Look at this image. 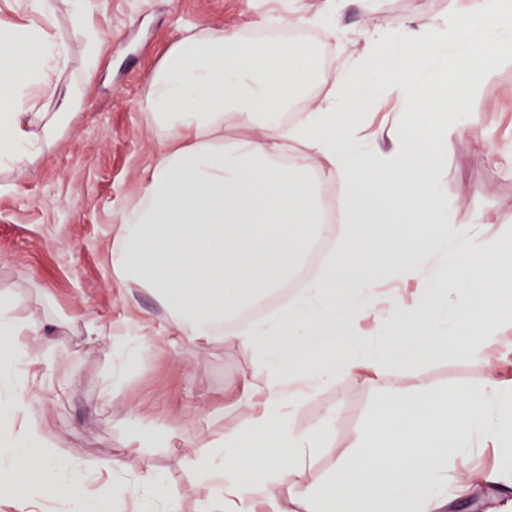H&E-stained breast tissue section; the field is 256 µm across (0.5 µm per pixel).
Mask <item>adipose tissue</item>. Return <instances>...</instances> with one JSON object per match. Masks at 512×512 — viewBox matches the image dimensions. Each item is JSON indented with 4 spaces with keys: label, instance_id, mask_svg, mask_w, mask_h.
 <instances>
[{
    "label": "adipose tissue",
    "instance_id": "adipose-tissue-1",
    "mask_svg": "<svg viewBox=\"0 0 512 512\" xmlns=\"http://www.w3.org/2000/svg\"><path fill=\"white\" fill-rule=\"evenodd\" d=\"M512 50V0H496L491 19L449 10L445 21L418 19L401 37L384 30L368 39L350 69L311 97L315 51L284 40L240 42L221 28L177 40L147 78L140 109L156 149L140 196L122 211L109 250L116 275L156 293L178 333L199 348L227 338L249 354L262 385L244 384L248 421L212 440L190 462L210 491L207 512H438L448 474L466 463L476 437L507 449L512 462V388L414 396L397 391L353 439L355 452L326 483L306 479L322 446L319 432L297 431L291 410L340 373L373 380L390 363L423 351L408 330L428 309L426 332L444 320L464 330L471 358L488 373L498 364L486 349L512 322V216L497 237L448 217L437 191L441 149L458 125L441 119L466 112L491 62ZM70 45L36 25L0 24V166L21 167L48 151L65 114L81 99L62 88ZM383 81L362 92L364 74ZM396 94L406 123L382 143L366 132L372 102ZM59 111H51V104ZM228 124L253 137L225 145ZM344 189L338 225L321 203L323 179ZM343 227L328 267L309 284L307 299L241 331H225L237 314L283 287L311 246ZM445 273L424 276L434 251ZM386 279L417 281L414 302L376 294ZM16 297L0 293V337L14 360L34 364L27 349L34 327L16 319ZM374 317L390 331L363 351L353 344ZM0 418L19 429L0 433V459L33 460L26 494H45L63 477L37 429L18 378H5ZM132 512H176L159 476L117 480L107 502Z\"/></svg>",
    "mask_w": 512,
    "mask_h": 512
}]
</instances>
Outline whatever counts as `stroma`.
Instances as JSON below:
<instances>
[{
    "instance_id": "1",
    "label": "stroma",
    "mask_w": 512,
    "mask_h": 512,
    "mask_svg": "<svg viewBox=\"0 0 512 512\" xmlns=\"http://www.w3.org/2000/svg\"><path fill=\"white\" fill-rule=\"evenodd\" d=\"M469 2L348 0L325 47L328 74L347 69L376 29L403 34L419 16L442 21L450 6ZM326 6L327 0H96L92 21L106 40L90 73L66 0L45 24L71 46L60 82L80 88L82 105L48 152L0 171V293L19 294L15 317L38 330L30 347L42 364L25 383L34 400L30 421L50 451L81 474L78 489L88 496H110L109 483L97 476L103 467L130 483L150 468L180 512H204L209 491L188 460V446L245 423L239 387L262 378L234 343L200 349L174 332L156 298L123 283L108 261L119 214L139 194L155 148L140 110L147 77L187 32L221 27L242 37L263 16L283 15L299 26ZM458 123L466 136L450 135L444 146L439 192L455 222L476 224L492 238L512 214V53L489 68ZM472 140L490 142L493 155L471 150ZM90 326L100 330L97 340H88ZM140 332L153 337V346L139 347ZM121 361L126 371L112 377ZM488 379L466 347L452 342L445 353L382 367L371 383L337 375L291 413L296 429L323 435L308 482L324 484L338 461L352 455L356 432L394 389L448 392ZM133 423L170 434L140 450L129 431ZM502 455L499 448H473L467 470L446 490V512H512V492L482 480ZM21 476V465L0 461V512H67L70 483L29 500L19 493Z\"/></svg>"
}]
</instances>
